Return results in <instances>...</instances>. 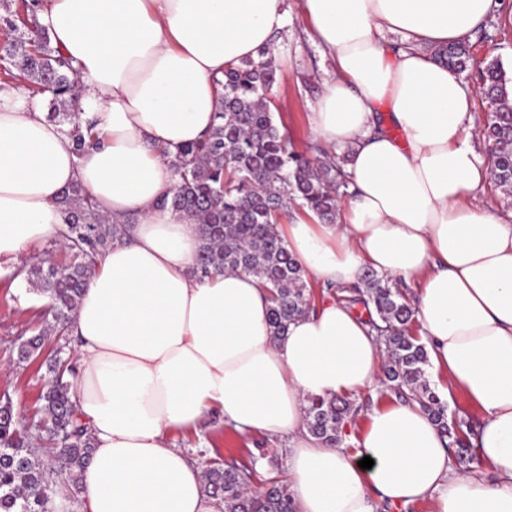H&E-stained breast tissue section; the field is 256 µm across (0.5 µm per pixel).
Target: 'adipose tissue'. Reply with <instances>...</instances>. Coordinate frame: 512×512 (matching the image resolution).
<instances>
[{
	"mask_svg": "<svg viewBox=\"0 0 512 512\" xmlns=\"http://www.w3.org/2000/svg\"><path fill=\"white\" fill-rule=\"evenodd\" d=\"M499 5L302 0L335 64L312 130L348 150L354 194L337 223L278 227L314 279L355 286L371 269L417 283L433 364L482 410L477 460L463 472L415 403L374 409L355 455L311 435L309 398L375 384L374 332L328 295L273 338L260 281L196 275L198 226L161 205L172 159L214 122L215 79L271 45L288 23L284 0H45L39 22L70 58L80 116L101 143L76 153L42 97L0 88V270L61 240L67 185L114 219L137 218L98 256L72 317L73 390L94 452L58 501L77 498L78 512H224L167 438L216 411L285 440L296 512H373L374 490L394 504L433 501L434 512H512V221L470 203L490 176L467 133L474 92L425 52L467 40ZM364 456L372 468L359 467Z\"/></svg>",
	"mask_w": 512,
	"mask_h": 512,
	"instance_id": "ef3b65f1",
	"label": "adipose tissue"
}]
</instances>
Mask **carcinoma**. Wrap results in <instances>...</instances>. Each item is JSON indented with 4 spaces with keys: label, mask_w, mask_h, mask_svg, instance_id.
<instances>
[{
    "label": "carcinoma",
    "mask_w": 512,
    "mask_h": 512,
    "mask_svg": "<svg viewBox=\"0 0 512 512\" xmlns=\"http://www.w3.org/2000/svg\"><path fill=\"white\" fill-rule=\"evenodd\" d=\"M43 0H0V27L9 37L0 44V65L23 75L34 95L44 96L46 119L65 127L74 150L97 145L90 125L82 123L75 92L77 76L70 60L54 46L38 23ZM435 57L458 72L473 56L466 41L434 51ZM479 93L490 104L484 134L492 145V181L512 193V76L493 58L479 71ZM277 81L273 48L224 70L218 86L216 122L199 141L187 145L171 161L177 176L163 204L199 225L201 245L194 272L203 276L244 272L258 277L271 303L273 337L314 309L315 296L305 270L296 262L277 224L296 205L325 224L336 220L338 188L345 173L331 156L311 161L289 150L287 133L274 122L269 94ZM59 204L68 213L64 250L70 262H37L23 268L29 290L48 299L52 323L17 346L18 362L36 359L48 332L64 331L79 306L98 255L123 238L132 220L102 214L78 183L66 186ZM347 306L373 308L369 324L385 357L382 385L400 400L418 403L449 446L460 448L457 462L476 459L472 426L448 420V405L431 386L428 351L414 336L411 298L397 283L369 272L363 284L328 288ZM67 362L47 365L49 380L40 395L35 427L53 441L57 466L46 469L29 441V433L8 398L0 399V512H51L49 483L77 484L90 461L93 438L82 421L73 385L64 379ZM359 406L351 395L313 397L306 407L309 432L329 445H345L344 429ZM205 492L224 500V512H296L286 487L276 479L259 492L248 490V475L233 465L206 466Z\"/></svg>",
    "instance_id": "cac0c4a2"
}]
</instances>
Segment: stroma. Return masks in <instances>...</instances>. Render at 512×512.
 Here are the masks:
<instances>
[{
    "label": "stroma",
    "mask_w": 512,
    "mask_h": 512,
    "mask_svg": "<svg viewBox=\"0 0 512 512\" xmlns=\"http://www.w3.org/2000/svg\"><path fill=\"white\" fill-rule=\"evenodd\" d=\"M506 2L507 9L490 16L469 43L476 62L496 57L512 72V0ZM285 7L288 23L275 40L278 81L270 96L276 125L287 131L291 149L303 154L317 143L309 122L311 105L334 68L331 58L314 45L300 0H285ZM44 321L42 297L30 292L25 281L8 273L0 275V397H9L28 422L34 417L47 375L40 362H18V337L23 332L37 333ZM169 442L193 461L208 458L250 471L251 487L256 491L268 479L286 476L287 453L280 439L240 432L217 413L208 415L199 431L173 430Z\"/></svg>",
    "instance_id": "obj_1"
}]
</instances>
